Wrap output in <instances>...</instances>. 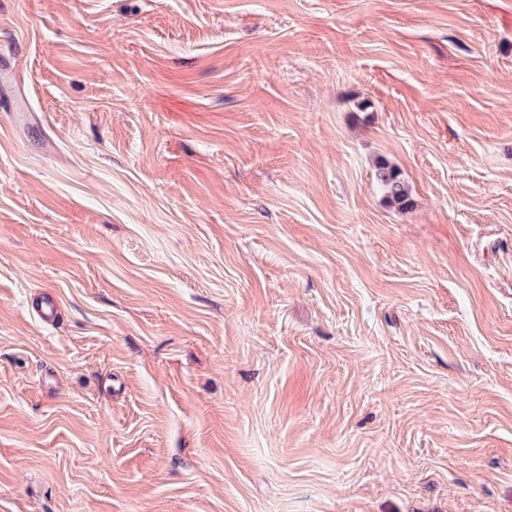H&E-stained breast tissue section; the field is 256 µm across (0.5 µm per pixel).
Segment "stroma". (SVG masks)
Listing matches in <instances>:
<instances>
[{
    "instance_id": "obj_1",
    "label": "stroma",
    "mask_w": 512,
    "mask_h": 512,
    "mask_svg": "<svg viewBox=\"0 0 512 512\" xmlns=\"http://www.w3.org/2000/svg\"><path fill=\"white\" fill-rule=\"evenodd\" d=\"M2 70L0 512H512V0H0ZM376 180L386 198L398 206L405 208L409 205V192L407 185L399 177V172L388 164H381L377 168Z\"/></svg>"
}]
</instances>
